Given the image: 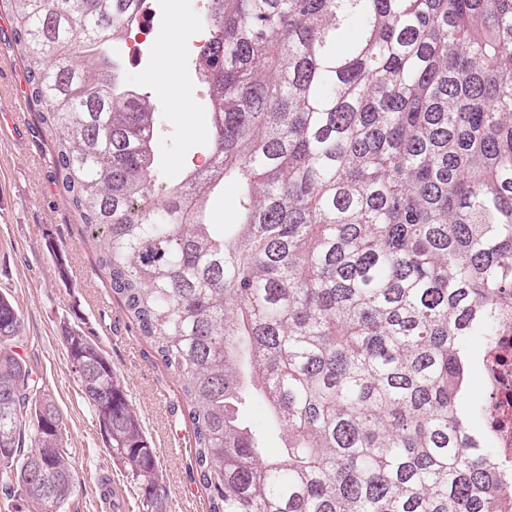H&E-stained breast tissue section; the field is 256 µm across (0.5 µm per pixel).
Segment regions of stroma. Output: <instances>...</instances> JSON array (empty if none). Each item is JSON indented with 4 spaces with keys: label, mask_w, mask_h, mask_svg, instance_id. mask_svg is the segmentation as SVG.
Masks as SVG:
<instances>
[{
    "label": "stroma",
    "mask_w": 512,
    "mask_h": 512,
    "mask_svg": "<svg viewBox=\"0 0 512 512\" xmlns=\"http://www.w3.org/2000/svg\"><path fill=\"white\" fill-rule=\"evenodd\" d=\"M201 7L202 0H149L153 35L121 49L129 80L149 93L164 116L158 163L169 180L205 157L208 92L192 65L202 34ZM13 29L10 14L0 12V114L13 106L11 84L26 80L10 43ZM184 41L190 49L175 65L159 69L161 55ZM177 90L188 96L190 111L181 110ZM40 111L31 105L19 126L0 134V292L24 318L19 353L69 423L67 446L78 485L73 506L76 512H142L138 490L112 460L95 413L81 397L61 339L66 326L89 336L111 361L156 450L168 512H208L207 492L192 478V426L181 414L180 382L113 296L97 267L99 244L71 209L54 169L39 164L53 145Z\"/></svg>",
    "instance_id": "stroma-1"
}]
</instances>
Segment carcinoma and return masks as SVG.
I'll use <instances>...</instances> for the list:
<instances>
[{
  "label": "carcinoma",
  "instance_id": "1",
  "mask_svg": "<svg viewBox=\"0 0 512 512\" xmlns=\"http://www.w3.org/2000/svg\"><path fill=\"white\" fill-rule=\"evenodd\" d=\"M145 5L0 11L99 268L182 383L209 512H512L491 390L467 401L512 323V0H203L209 151L166 186L160 113L117 53ZM21 330L0 294V488L62 512L67 422ZM62 341L143 512H165L109 359Z\"/></svg>",
  "mask_w": 512,
  "mask_h": 512
}]
</instances>
